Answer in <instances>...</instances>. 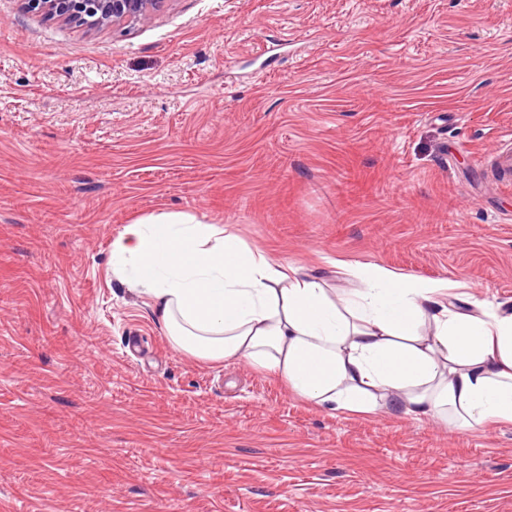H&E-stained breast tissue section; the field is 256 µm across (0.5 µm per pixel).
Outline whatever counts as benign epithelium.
Here are the masks:
<instances>
[{"label": "benign epithelium", "instance_id": "obj_1", "mask_svg": "<svg viewBox=\"0 0 512 512\" xmlns=\"http://www.w3.org/2000/svg\"><path fill=\"white\" fill-rule=\"evenodd\" d=\"M164 0H28L31 8L85 27L147 20Z\"/></svg>", "mask_w": 512, "mask_h": 512}]
</instances>
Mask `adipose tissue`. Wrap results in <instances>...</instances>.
<instances>
[{"mask_svg": "<svg viewBox=\"0 0 512 512\" xmlns=\"http://www.w3.org/2000/svg\"><path fill=\"white\" fill-rule=\"evenodd\" d=\"M111 253L195 360H247L332 412L512 423V310H459L447 281L355 263L339 292L182 212L127 225Z\"/></svg>", "mask_w": 512, "mask_h": 512, "instance_id": "ef3b65f1", "label": "adipose tissue"}]
</instances>
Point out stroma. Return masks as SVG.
I'll list each match as a JSON object with an SVG mask.
<instances>
[{
	"instance_id": "stroma-1",
	"label": "stroma",
	"mask_w": 512,
	"mask_h": 512,
	"mask_svg": "<svg viewBox=\"0 0 512 512\" xmlns=\"http://www.w3.org/2000/svg\"><path fill=\"white\" fill-rule=\"evenodd\" d=\"M512 0H0V500L12 512H512V423L332 413L175 351L113 275L152 213L512 308ZM165 0H28L31 8L85 27L147 20ZM484 164L498 182L509 181L512 175L511 139L501 140L495 151L484 160Z\"/></svg>"
}]
</instances>
